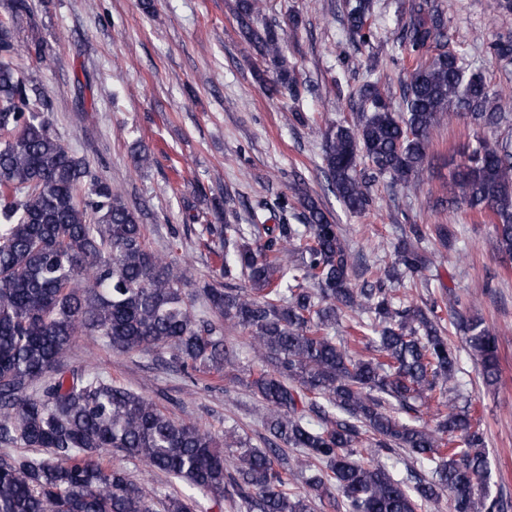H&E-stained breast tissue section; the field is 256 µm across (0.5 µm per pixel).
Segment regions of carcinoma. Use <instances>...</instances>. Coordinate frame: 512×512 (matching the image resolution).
Returning <instances> with one entry per match:
<instances>
[{
	"label": "carcinoma",
	"mask_w": 512,
	"mask_h": 512,
	"mask_svg": "<svg viewBox=\"0 0 512 512\" xmlns=\"http://www.w3.org/2000/svg\"><path fill=\"white\" fill-rule=\"evenodd\" d=\"M263 12V0H234L248 50L273 68L258 74L265 94L295 97L284 33ZM371 16L372 0H347L348 29L362 41ZM394 42L417 53L406 111L367 79L357 90L358 123L317 127L326 183L356 214L371 205V181L420 179L430 133L443 121H509L484 73L448 50L434 0H411ZM45 60L41 43L21 50L14 24L0 25V445L31 449L0 456V512H196L195 497L134 480L104 463L106 451L246 512H311L312 497L344 512H430L445 494L453 512H502L486 488L479 420L458 405L457 357L437 306L416 308L393 288L433 265L425 231L413 229L391 265L354 288L340 227L313 197H303L298 223L272 225L263 206L253 223L231 224L215 197L193 216L196 240L220 250V277L242 275L248 287L208 285L199 309L174 251L153 250L119 189L53 133L52 100L25 72ZM462 157L454 185L467 208L493 220L498 252L511 259L512 137H479ZM343 309L362 319L338 340L331 330ZM229 324L253 352L246 386L263 410V448L233 428L217 434L178 420L104 373L68 363L73 339L85 335L113 352L165 353L190 380L220 377L240 362L224 340ZM456 326L494 384L497 347L483 320L461 317ZM431 399L445 407L435 425L411 423ZM400 449L431 477L409 468L411 485L393 473L381 456ZM299 480L308 492L296 491Z\"/></svg>",
	"instance_id": "carcinoma-1"
}]
</instances>
